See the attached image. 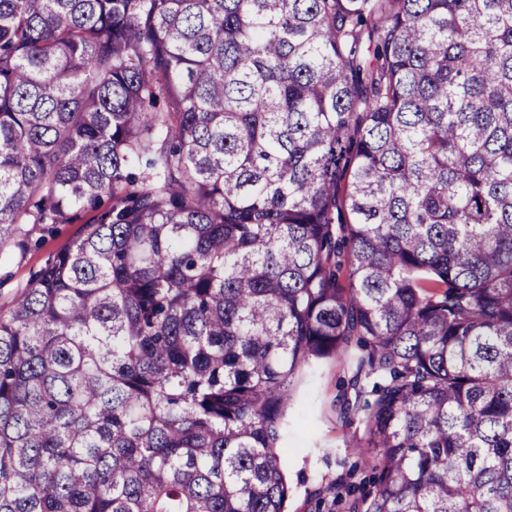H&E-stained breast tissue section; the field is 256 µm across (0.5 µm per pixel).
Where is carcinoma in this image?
<instances>
[{"mask_svg":"<svg viewBox=\"0 0 512 512\" xmlns=\"http://www.w3.org/2000/svg\"><path fill=\"white\" fill-rule=\"evenodd\" d=\"M78 223L0 310V512H288L326 360L348 512H512V0H0V252ZM350 371L335 360L306 368L295 387V404L283 433L288 449V481L293 494L290 512H346L336 505L327 487L358 484L368 475L356 441L364 440L363 425L342 424L336 400L347 390Z\"/></svg>","mask_w":512,"mask_h":512,"instance_id":"obj_1","label":"carcinoma"}]
</instances>
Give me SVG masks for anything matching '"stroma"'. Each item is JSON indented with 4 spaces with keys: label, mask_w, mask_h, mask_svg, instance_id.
Returning <instances> with one entry per match:
<instances>
[{
    "label": "stroma",
    "mask_w": 512,
    "mask_h": 512,
    "mask_svg": "<svg viewBox=\"0 0 512 512\" xmlns=\"http://www.w3.org/2000/svg\"><path fill=\"white\" fill-rule=\"evenodd\" d=\"M83 225L60 224L52 233L33 231L40 244L26 253L0 258V310L8 308L33 275L56 252L72 246ZM350 371L336 361L303 370L296 381L295 404L283 433L288 481L293 494L289 512H343L326 492L335 484H356L368 471L355 444L365 437L360 422L342 424L336 401L347 389Z\"/></svg>",
    "instance_id": "obj_1"
}]
</instances>
